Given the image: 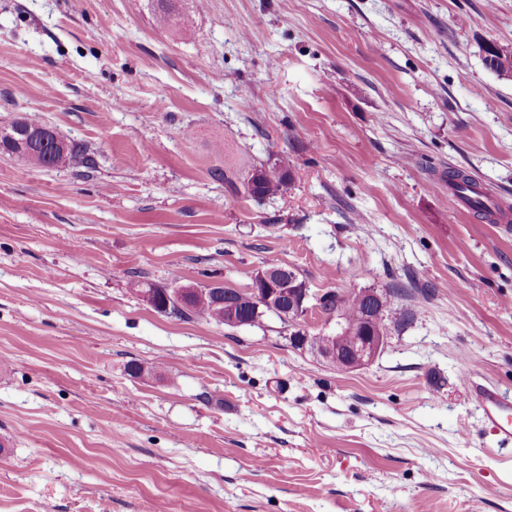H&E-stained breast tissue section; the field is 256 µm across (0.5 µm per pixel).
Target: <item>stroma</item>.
<instances>
[{
    "label": "stroma",
    "instance_id": "stroma-1",
    "mask_svg": "<svg viewBox=\"0 0 512 512\" xmlns=\"http://www.w3.org/2000/svg\"><path fill=\"white\" fill-rule=\"evenodd\" d=\"M153 9L0 0V128L29 115L97 162L0 155V512H512L477 402L512 396V77L483 52H512V0ZM282 155V197L213 175ZM270 258L313 294L399 289L372 364L129 289L242 290ZM448 185L461 187V189L467 191L470 196L467 198V202L477 213L485 215L492 214L490 206L486 204L485 199H487V197L485 193L475 180L463 170L457 169L448 171Z\"/></svg>",
    "mask_w": 512,
    "mask_h": 512
}]
</instances>
